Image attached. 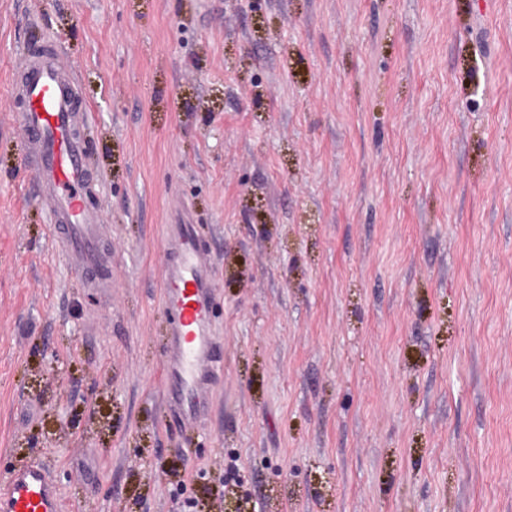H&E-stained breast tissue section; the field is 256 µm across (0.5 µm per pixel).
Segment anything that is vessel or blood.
Listing matches in <instances>:
<instances>
[{
  "instance_id": "vessel-or-blood-1",
  "label": "vessel or blood",
  "mask_w": 512,
  "mask_h": 512,
  "mask_svg": "<svg viewBox=\"0 0 512 512\" xmlns=\"http://www.w3.org/2000/svg\"><path fill=\"white\" fill-rule=\"evenodd\" d=\"M11 90L28 104L21 132L28 142L40 194L52 203V219L68 234L71 270L99 268L100 217L85 205L82 190L91 179L87 150L74 133V78L54 50L29 54L16 66ZM163 312L168 319L163 395L182 427L197 428L210 413L208 389L223 369L222 347L212 328L215 284L196 226L186 213L167 225L161 242ZM57 486L39 462L14 468L0 480V512H60Z\"/></svg>"
}]
</instances>
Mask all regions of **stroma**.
Segmentation results:
<instances>
[{
  "instance_id": "obj_1",
  "label": "stroma",
  "mask_w": 512,
  "mask_h": 512,
  "mask_svg": "<svg viewBox=\"0 0 512 512\" xmlns=\"http://www.w3.org/2000/svg\"><path fill=\"white\" fill-rule=\"evenodd\" d=\"M49 44L104 288L8 95ZM183 204L224 351L193 432L162 401ZM29 461L62 512H512V0H0V474Z\"/></svg>"
}]
</instances>
